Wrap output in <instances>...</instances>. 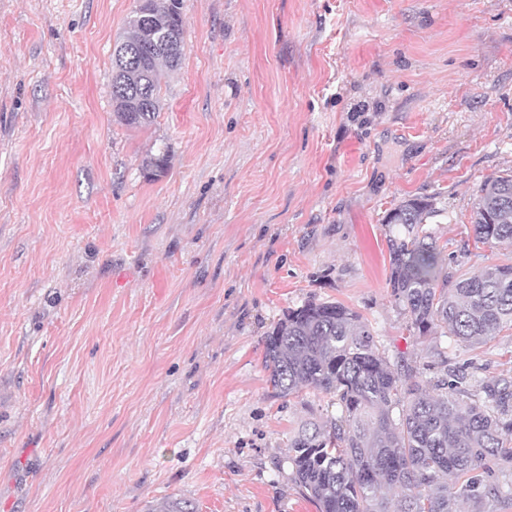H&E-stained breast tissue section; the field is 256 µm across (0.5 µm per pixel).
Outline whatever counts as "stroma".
Wrapping results in <instances>:
<instances>
[{"mask_svg":"<svg viewBox=\"0 0 512 512\" xmlns=\"http://www.w3.org/2000/svg\"><path fill=\"white\" fill-rule=\"evenodd\" d=\"M139 0H0V512H317L264 336L315 298L439 376L512 377V333L416 343L383 220L433 197L466 269L476 191L512 171V0H182L154 123L112 111ZM167 154L160 177L146 158Z\"/></svg>","mask_w":512,"mask_h":512,"instance_id":"stroma-1","label":"stroma"}]
</instances>
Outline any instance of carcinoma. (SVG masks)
<instances>
[{"instance_id": "cac0c4a2", "label": "carcinoma", "mask_w": 512, "mask_h": 512, "mask_svg": "<svg viewBox=\"0 0 512 512\" xmlns=\"http://www.w3.org/2000/svg\"><path fill=\"white\" fill-rule=\"evenodd\" d=\"M163 28L160 50L148 32ZM182 0H141L113 57L139 49L137 81L147 101L111 90L115 117L131 128L150 125L161 82L181 64L186 46ZM439 209L428 197L402 201L385 216L388 287L409 316L412 335L453 336L475 346L512 331V264L461 272L430 227ZM474 242L512 249V171L485 178L473 206ZM264 368L278 397L303 389L336 402V415L307 421L290 442L295 483L319 512H461L474 500L501 512L512 480V381L493 386L454 370L435 382L421 369L392 368L368 322L338 301L310 299L283 311L265 333ZM150 512H197L184 498Z\"/></svg>"}]
</instances>
